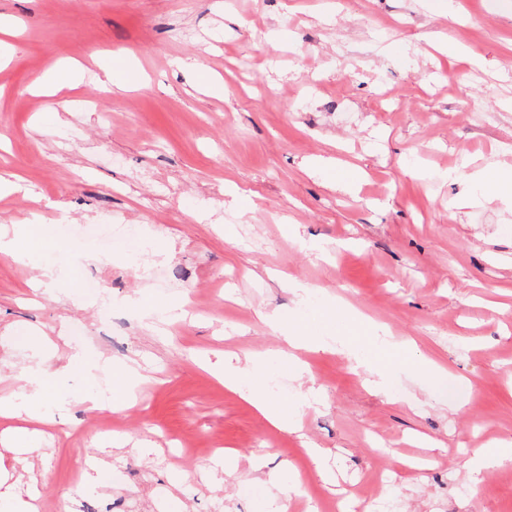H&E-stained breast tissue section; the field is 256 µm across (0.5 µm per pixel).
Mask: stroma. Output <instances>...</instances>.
Wrapping results in <instances>:
<instances>
[{
    "instance_id": "obj_1",
    "label": "stroma",
    "mask_w": 512,
    "mask_h": 512,
    "mask_svg": "<svg viewBox=\"0 0 512 512\" xmlns=\"http://www.w3.org/2000/svg\"><path fill=\"white\" fill-rule=\"evenodd\" d=\"M0 18L17 29L0 176L22 179L0 223L39 227L31 260L0 254V399L37 367L72 397L44 423L0 418L16 497L36 512H270L276 497L357 512L382 475L402 512H512V462L476 483L465 467L512 445V204L472 181L512 168V0H0ZM117 54L128 91L86 82L59 114L28 91L58 63ZM85 224L147 248L134 266L126 241L88 250ZM171 301L184 316L143 317ZM263 313L300 320L302 368L280 364ZM75 348L146 379L88 376ZM228 357L264 364L298 431L224 387ZM181 438L193 449L168 460ZM259 454L279 486L252 470ZM100 464L107 487L86 491Z\"/></svg>"
}]
</instances>
